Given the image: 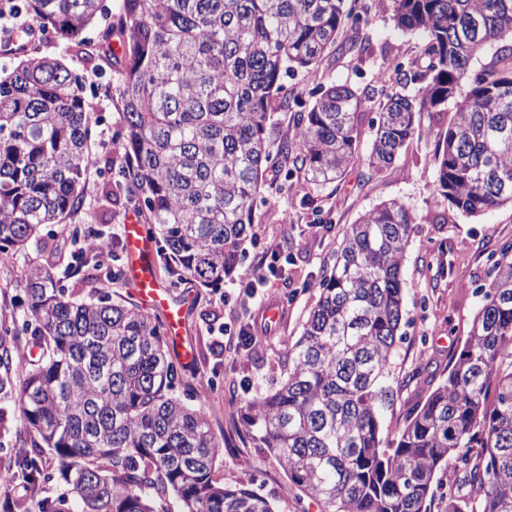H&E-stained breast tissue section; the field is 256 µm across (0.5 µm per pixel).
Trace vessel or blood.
<instances>
[{
  "label": "vessel or blood",
  "mask_w": 512,
  "mask_h": 512,
  "mask_svg": "<svg viewBox=\"0 0 512 512\" xmlns=\"http://www.w3.org/2000/svg\"><path fill=\"white\" fill-rule=\"evenodd\" d=\"M124 236L129 278L138 297L144 305L162 310L171 337H179L182 333L184 304L174 300L156 276L155 241L143 232L140 222L136 220L125 225Z\"/></svg>",
  "instance_id": "obj_1"
}]
</instances>
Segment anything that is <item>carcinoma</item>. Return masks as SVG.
I'll return each instance as SVG.
<instances>
[{
    "instance_id": "carcinoma-1",
    "label": "carcinoma",
    "mask_w": 512,
    "mask_h": 512,
    "mask_svg": "<svg viewBox=\"0 0 512 512\" xmlns=\"http://www.w3.org/2000/svg\"><path fill=\"white\" fill-rule=\"evenodd\" d=\"M383 2L398 29L423 36L428 64L394 66L419 95L381 88L368 165L390 166L416 114L451 101L435 152L437 193L470 216L512 204V0ZM357 3L120 0L98 46L81 34L102 0H27L26 10L89 60L112 59L117 38L118 170L102 193L143 203L170 276L218 288L243 264L263 172L276 168L279 190L289 191L295 177L330 183L355 160L362 95L320 86L306 106L283 78L336 51H369L356 36L339 41L366 22ZM495 43V61L472 69ZM3 48L26 54L0 79V254L11 256L39 241L43 226L84 210L95 122L80 77L61 60ZM293 105V136L272 138L269 114ZM415 223L391 201L346 227L280 381L245 405L242 421L278 459L286 489L322 512H430L444 467L454 480L443 512H512V243L489 257L482 306L447 376L383 446ZM111 257L105 266L96 251L71 256V275L98 272L81 300L49 267H31L20 282L27 318L0 334V394L14 398L30 449L0 469V483L20 476L28 495L5 512H275L255 491L215 478L224 435L194 404L198 390L182 385L162 321L112 297L124 270L117 249ZM23 333L40 353L16 383ZM55 478L67 494L51 502L41 491Z\"/></svg>"
}]
</instances>
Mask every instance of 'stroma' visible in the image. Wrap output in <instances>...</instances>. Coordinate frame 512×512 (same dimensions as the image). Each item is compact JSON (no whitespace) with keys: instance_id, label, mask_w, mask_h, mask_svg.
Masks as SVG:
<instances>
[{"instance_id":"1","label":"stroma","mask_w":512,"mask_h":512,"mask_svg":"<svg viewBox=\"0 0 512 512\" xmlns=\"http://www.w3.org/2000/svg\"><path fill=\"white\" fill-rule=\"evenodd\" d=\"M358 4L368 17L361 36L369 52L330 55L318 69L289 74L285 86L300 93L304 103H312L311 92L322 83L373 91L378 72L395 59L418 69L425 67L420 36L397 29L378 0H358ZM32 45L40 54L64 57L70 70L80 76L97 119L89 144L96 162L85 176V212L65 223L46 225L39 243L17 252L11 263L0 265V324L25 319L27 300L19 283L31 266L52 267L62 275L65 288L89 294L92 280L65 274L71 254L83 246L74 227L85 223L87 214H94L106 219L108 237L120 244L124 224L136 212L124 194L109 199L102 194L103 184L115 174L108 157L110 141L120 124L114 68L88 63L82 54L65 50L51 32L36 33ZM377 110V102L371 101L359 112L356 158L335 182L317 185L299 180L288 192L278 190L274 172L264 177L256 200V234L245 243L241 271L254 270L265 256L266 245L273 244L285 259L283 275L247 292L235 278L213 290L176 281L164 266L156 268L158 280L172 297L189 298L181 340L191 351L192 361L184 378L194 387H212L203 399L204 408L215 430L224 434L216 477L227 485L249 486L268 498L276 512H320V508L309 498L286 493L282 467L248 436L240 411L246 401L279 380L285 348L300 336L319 297L323 271L332 265L346 226L393 199L410 207L416 216L402 267L403 339L391 364L393 400L382 421V437L387 443L399 436L411 411L447 375L448 365L466 340L481 306L479 288L487 281L489 256L512 242L511 205L466 216L455 212L435 191L434 152L453 117L452 108L419 113L413 138L394 164L379 172L365 161L376 132ZM273 303L279 310L271 329L255 343L240 346V326ZM24 439L13 399L1 397L0 465H9L21 453Z\"/></svg>"}]
</instances>
